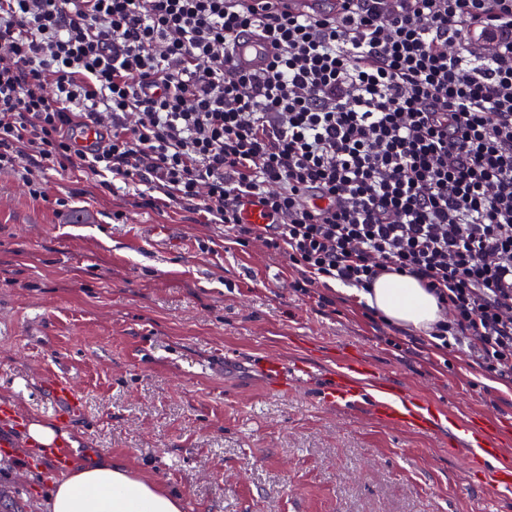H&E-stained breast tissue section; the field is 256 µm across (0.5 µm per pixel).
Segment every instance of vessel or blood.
Returning <instances> with one entry per match:
<instances>
[{
    "instance_id": "1",
    "label": "vessel or blood",
    "mask_w": 512,
    "mask_h": 512,
    "mask_svg": "<svg viewBox=\"0 0 512 512\" xmlns=\"http://www.w3.org/2000/svg\"><path fill=\"white\" fill-rule=\"evenodd\" d=\"M272 6L297 16H319L323 13L320 0H271ZM234 58L240 69L259 71L269 62L255 35H240L235 42ZM52 398L58 404L76 408L81 395L65 380L50 385ZM324 400L334 406H364L379 421L419 433H439L453 428L464 432L461 447L470 467H484L488 459L502 463L486 486L487 493L512 486V450L507 449L488 417L463 420L448 413L446 408L410 392L397 390L383 374L369 364L347 359L339 363L331 384L323 393Z\"/></svg>"
}]
</instances>
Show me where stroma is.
<instances>
[{"mask_svg": "<svg viewBox=\"0 0 512 512\" xmlns=\"http://www.w3.org/2000/svg\"><path fill=\"white\" fill-rule=\"evenodd\" d=\"M42 178L35 199L19 172H0V405L65 431L75 464H121L183 512H512V488L487 494L447 434L320 400L348 353L401 389L491 415L512 441V385L466 352L393 349L352 289L320 306L293 292L286 257L225 239L223 225L133 207L72 167ZM270 355L311 374L280 385L262 368ZM54 377L82 410L60 412ZM25 435L0 424V512H49L61 472ZM50 392L55 402L64 407L77 408L81 404L80 393L66 380H54Z\"/></svg>", "mask_w": 512, "mask_h": 512, "instance_id": "35a3bbf8", "label": "stroma"}]
</instances>
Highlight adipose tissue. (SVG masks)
Returning a JSON list of instances; mask_svg holds the SVG:
<instances>
[{
    "label": "adipose tissue",
    "mask_w": 512,
    "mask_h": 512,
    "mask_svg": "<svg viewBox=\"0 0 512 512\" xmlns=\"http://www.w3.org/2000/svg\"><path fill=\"white\" fill-rule=\"evenodd\" d=\"M365 300L395 326L429 330L440 318L436 298L418 281L382 275ZM52 512H181L178 500L118 464L84 466L54 483Z\"/></svg>",
    "instance_id": "obj_1"
}]
</instances>
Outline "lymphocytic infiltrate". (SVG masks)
Segmentation results:
<instances>
[{"mask_svg": "<svg viewBox=\"0 0 512 512\" xmlns=\"http://www.w3.org/2000/svg\"><path fill=\"white\" fill-rule=\"evenodd\" d=\"M350 2L0 0V171L122 182L287 255L304 295L413 277L442 311L428 344L511 384L512 0ZM244 32L274 49L262 72L233 63ZM264 1H272V8L285 10L296 16L312 17L323 14L322 2L319 0H241L240 4L245 9L260 11L264 7Z\"/></svg>", "mask_w": 512, "mask_h": 512, "instance_id": "f902f5d3", "label": "lymphocytic infiltrate"}]
</instances>
